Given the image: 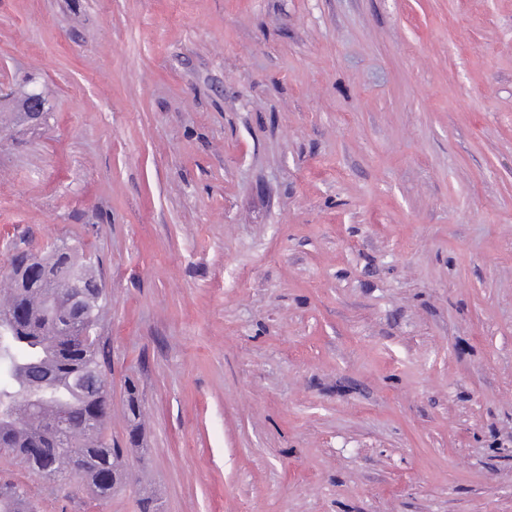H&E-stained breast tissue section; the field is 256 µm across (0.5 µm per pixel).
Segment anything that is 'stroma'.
<instances>
[{
  "label": "stroma",
  "mask_w": 512,
  "mask_h": 512,
  "mask_svg": "<svg viewBox=\"0 0 512 512\" xmlns=\"http://www.w3.org/2000/svg\"><path fill=\"white\" fill-rule=\"evenodd\" d=\"M34 88L0 264L92 258L163 512H512V0H0Z\"/></svg>",
  "instance_id": "stroma-1"
}]
</instances>
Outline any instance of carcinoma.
<instances>
[{
	"instance_id": "carcinoma-1",
	"label": "carcinoma",
	"mask_w": 512,
	"mask_h": 512,
	"mask_svg": "<svg viewBox=\"0 0 512 512\" xmlns=\"http://www.w3.org/2000/svg\"><path fill=\"white\" fill-rule=\"evenodd\" d=\"M0 279V455L18 458L58 483L79 481L96 498L124 486L125 449L106 433L107 389L81 385L85 375L105 376L101 315L107 304L96 270L62 243L47 251L22 252ZM82 299L68 306L72 276ZM42 370L40 382L29 369ZM63 420L68 432L60 435ZM0 512H33L31 491L0 482Z\"/></svg>"
}]
</instances>
